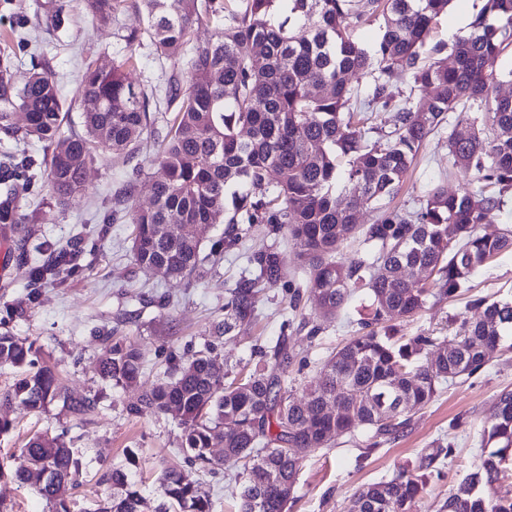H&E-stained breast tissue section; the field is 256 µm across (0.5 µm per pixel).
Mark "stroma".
<instances>
[{
	"label": "stroma",
	"mask_w": 512,
	"mask_h": 512,
	"mask_svg": "<svg viewBox=\"0 0 512 512\" xmlns=\"http://www.w3.org/2000/svg\"><path fill=\"white\" fill-rule=\"evenodd\" d=\"M0 0V57H9L15 81H23L35 62H42L68 107L64 131H82V114L73 99L87 64L108 67L127 52L124 37L143 31L142 8L128 5L117 21L96 20L87 0ZM137 68L128 76L135 88L151 85L164 90L172 72L170 61L158 58L151 45L137 48ZM170 113H154V135L145 138L131 156L100 154L88 167L85 192L61 206L49 186L42 165L41 144L24 133L0 132V153L11 152L30 161L34 181L22 201V224H0V328L28 338L41 347L44 359L63 379L62 398L46 412L32 414L15 405L7 410L12 429L0 434V512H51L38 493V480L20 484L10 473L22 459L20 450L36 433L67 432L88 464L84 484L69 491L72 512H94L99 501L112 495V486L100 482L106 468L123 463L125 452L140 449L136 488L140 512H156L161 501L156 479L160 466L183 468L178 450L181 430L172 420L150 413L128 415L126 405L146 390L167 366L170 354L184 355L212 346L218 370L244 371L265 361L263 352L285 339L292 360L286 378L295 397H304L322 359L358 334L365 311L353 300L335 319L314 314L311 301L301 312L289 307L290 296L305 274L285 231L263 224L247 240L225 248L219 261L193 285L146 272L131 254L128 218L104 224L116 203L114 192L134 182V201L151 203V162L169 128ZM473 173L448 170V133L440 131L424 142L395 205L414 206L432 188L449 192L473 183ZM86 247L78 267L63 274L60 284L43 288L37 302L29 300V268L6 260L9 247L25 239L31 257L50 247H65L74 238ZM276 246L287 277L264 290L256 303L253 321L221 334L224 305L238 282L249 274L248 255ZM476 296L512 300V253L497 255L471 280L470 290L454 298L429 300L412 317L399 322L403 336H429L435 342L450 334L465 305ZM126 336L135 341L144 361L138 386L122 389L102 381L97 372L101 336ZM512 390V350L495 354L485 369L464 381L442 385L435 399L409 413L403 432L391 442L368 447L336 440L333 447L304 456L298 464L297 492L288 512H346L352 495L363 485L388 480L399 473L422 475L426 486L418 512H445L444 505L460 479L483 457L481 433L493 414L499 395ZM98 396L94 412L74 417L68 401ZM220 465L203 475L200 489L210 499L212 512H237L243 483L239 467L222 464L224 450L214 446Z\"/></svg>",
	"instance_id": "obj_1"
}]
</instances>
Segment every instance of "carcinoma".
<instances>
[{
    "label": "carcinoma",
    "instance_id": "obj_1",
    "mask_svg": "<svg viewBox=\"0 0 512 512\" xmlns=\"http://www.w3.org/2000/svg\"><path fill=\"white\" fill-rule=\"evenodd\" d=\"M452 0H141L144 29L156 53L171 61L173 75L163 106L174 114L150 173L152 202L130 210L131 251L136 264L153 272L168 268L174 278L197 281L209 256L202 254L217 219L235 237L218 239L211 251L232 246L240 224H280L308 269L305 292L294 293L297 309L308 296L319 316L331 319L364 294L373 315L370 331L330 354L305 399L284 385L291 357L276 341L272 366L245 377L215 370L205 347L188 359L173 357L153 385L126 406L127 413L162 415L181 429L179 448L193 469L163 467L158 476V512H211L196 475L217 465L209 450L218 441L224 463L243 468L240 512H286L296 491L300 457L338 438L366 436L376 447L399 432L406 416L428 404L444 382L471 377L512 336V302L483 298L468 308L454 335L435 347L428 336L398 335L395 318H406L433 295L454 297L494 256L512 251V230H482L501 197L512 193V96L494 93L495 65L512 45V0H486L469 32L450 46L430 44L431 32ZM102 23L126 8V0H88ZM381 13L384 31L370 50L354 30ZM212 16L224 25L204 45L194 43L195 26ZM127 57L109 69L88 63L75 101L84 133L62 131L64 104L45 68L34 66L15 84L12 65L0 63V129L14 134L13 114H24V134L43 144V164L56 200L65 205L82 193L93 148L132 154L152 132L150 97L127 81ZM371 76L361 90L349 76ZM409 76L404 92L398 74ZM428 95H416L418 90ZM394 111L384 130L357 119L358 109ZM451 167L472 171L477 187L448 193L430 190L419 205L385 209L372 224L357 214L393 199L419 149L440 131L448 114ZM10 181L0 196V223L22 224L18 188L30 184L28 166L3 171ZM360 235L367 249L352 260L336 257L340 244ZM78 251L61 248L30 269L29 299L55 284L76 265ZM251 277L238 283L224 305V333L254 315L257 288L287 276L279 254L264 250L249 258ZM416 273L437 293L403 277ZM381 325V330L372 329ZM99 376L127 388L141 375L142 356L130 340L103 339ZM18 378L0 396L1 405L20 402L34 413L62 394L55 374L34 343L0 332V369ZM67 431L39 434L20 455L26 465L12 477L42 481L52 512H70L66 490L83 476L81 456ZM481 464L448 497V512H512V492L496 486L512 464V391L499 396L486 422ZM129 449L125 463L100 481L118 489L98 512H139L140 495L129 487L138 468ZM420 475L399 474L367 484L353 496L349 512H416L424 490Z\"/></svg>",
    "mask_w": 512,
    "mask_h": 512
}]
</instances>
